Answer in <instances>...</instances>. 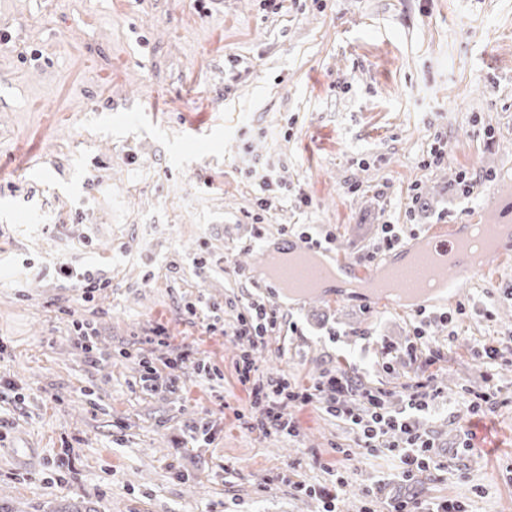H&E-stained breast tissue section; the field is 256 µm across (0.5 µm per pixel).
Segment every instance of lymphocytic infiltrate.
<instances>
[{
	"label": "lymphocytic infiltrate",
	"mask_w": 512,
	"mask_h": 512,
	"mask_svg": "<svg viewBox=\"0 0 512 512\" xmlns=\"http://www.w3.org/2000/svg\"><path fill=\"white\" fill-rule=\"evenodd\" d=\"M219 305L209 307L207 315H199L196 304L186 306L190 316H202L204 328L210 335H227L247 340L249 349L241 351L236 361L238 380L248 392L249 410L238 419L246 429L260 435L293 436L299 431L294 410L319 404L327 413L350 426L356 435L361 455L388 454L398 462L396 476L401 482H410L423 472L438 469L439 445L424 422L438 410L443 391L434 375L418 377L404 387L402 405L393 410L388 406L384 388L364 385L358 375L349 369L336 367L326 370L315 380L301 384L288 377L269 376L257 379L259 370L252 346L264 343L268 337L284 332L297 333L296 323L286 322L269 303L252 300L238 311L232 325H225ZM481 356L488 368V392L476 395L468 409L473 416L486 418L497 410L496 380L499 374L500 348L497 341L484 342ZM143 387L154 386L160 377L178 382L187 370L209 372L210 367L197 350L189 345L176 348L163 365H155L147 357H140Z\"/></svg>",
	"instance_id": "lymphocytic-infiltrate-1"
}]
</instances>
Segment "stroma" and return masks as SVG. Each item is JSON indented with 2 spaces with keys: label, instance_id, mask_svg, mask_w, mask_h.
Wrapping results in <instances>:
<instances>
[{
  "label": "stroma",
  "instance_id": "obj_1",
  "mask_svg": "<svg viewBox=\"0 0 512 512\" xmlns=\"http://www.w3.org/2000/svg\"><path fill=\"white\" fill-rule=\"evenodd\" d=\"M436 142L445 162L423 167ZM464 170L496 177L466 198ZM264 175L274 185L261 209ZM509 203L512 0H283L276 12L258 0H0V378L15 386L0 394V500L13 512H318L294 483L331 486L344 465L343 512H362L374 488L512 512V264L472 275L464 314L431 305L454 321L428 326L448 348L428 369L397 356L416 315L278 300L241 275L260 245L302 224L352 258L381 225H402L408 243ZM60 261L111 285L84 302ZM255 298L301 329L255 349L263 374L307 383L351 367L396 409L431 371L444 398L426 427L442 470L406 484L391 457L344 459L353 431L315 406L297 410L293 438L242 428V344L209 335L185 305L220 304L230 323ZM82 318L97 323L95 365L76 345ZM158 323L169 345L146 344ZM493 336L498 408L480 419L464 396L488 388L478 348ZM183 343L219 378L190 371L141 389L133 353L159 363ZM204 418L212 442L186 447ZM464 428L480 441L468 454Z\"/></svg>",
  "mask_w": 512,
  "mask_h": 512
}]
</instances>
